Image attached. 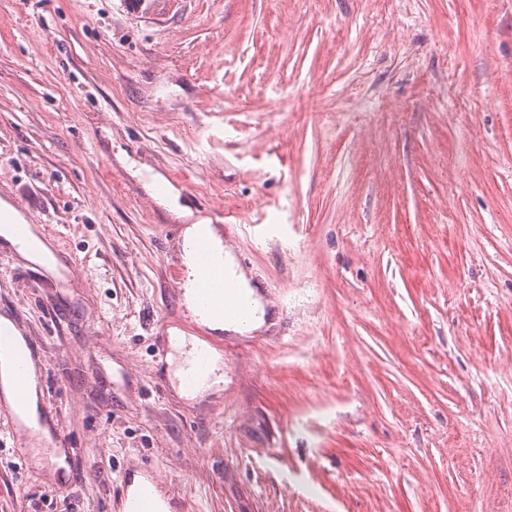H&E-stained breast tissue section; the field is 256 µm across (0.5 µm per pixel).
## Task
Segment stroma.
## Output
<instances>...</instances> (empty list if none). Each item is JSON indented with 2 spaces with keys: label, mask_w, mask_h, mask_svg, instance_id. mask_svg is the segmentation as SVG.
Instances as JSON below:
<instances>
[{
  "label": "stroma",
  "mask_w": 512,
  "mask_h": 512,
  "mask_svg": "<svg viewBox=\"0 0 512 512\" xmlns=\"http://www.w3.org/2000/svg\"><path fill=\"white\" fill-rule=\"evenodd\" d=\"M0 199L76 262L0 237L71 448L1 440L0 512H512V0H0ZM199 220L261 330L184 307ZM184 240L187 243H203L207 247L208 256L219 262L233 286V294L241 298L248 310L260 307L265 314V306L251 278L241 268L234 255L225 248L220 235L207 221L202 220L191 224L184 231ZM171 344L173 349L179 353L180 361L175 371V377L178 380L180 389L190 397H195L202 392L213 387L218 382L216 372L220 370V356L214 349H209L210 357V369L209 373L216 376V379H210L208 375L199 378L195 384L191 387H187L184 382V375L188 366L192 363L193 355L198 348V343L194 340H187L185 336H172ZM188 344H191V348L186 350Z\"/></svg>",
  "instance_id": "35a3bbf8"
}]
</instances>
